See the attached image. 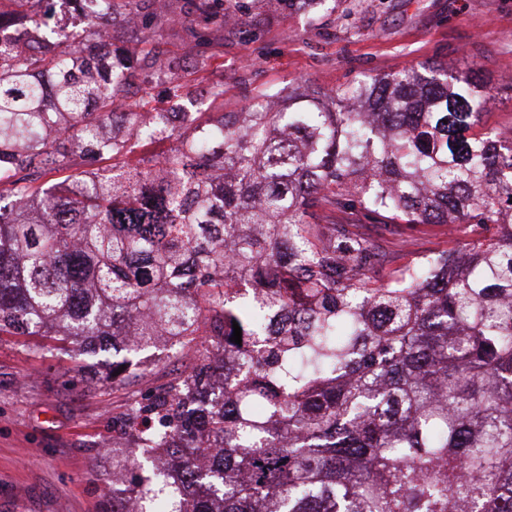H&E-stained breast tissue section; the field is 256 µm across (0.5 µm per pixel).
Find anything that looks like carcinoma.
I'll list each match as a JSON object with an SVG mask.
<instances>
[{"instance_id":"carcinoma-1","label":"carcinoma","mask_w":512,"mask_h":512,"mask_svg":"<svg viewBox=\"0 0 512 512\" xmlns=\"http://www.w3.org/2000/svg\"><path fill=\"white\" fill-rule=\"evenodd\" d=\"M36 2L0 0V26ZM114 7L65 50L36 21L25 58L0 49V335L110 352L129 383L156 337L201 345L115 420L133 482L112 512H512V136L480 127L485 86L418 64L242 125L191 112L168 152L46 187L153 144L118 111L128 82L83 54ZM362 224L489 235L393 268ZM216 340L236 360L218 390ZM111 165L112 157L109 158V156H103L95 161L89 160L87 162L78 158L77 164L75 166L71 167L70 169L54 173L52 176L46 178L45 181L49 180V184H52L62 181L68 176H71L70 181L76 183L84 179L85 172L94 170L96 172L103 173V171L111 167Z\"/></svg>"}]
</instances>
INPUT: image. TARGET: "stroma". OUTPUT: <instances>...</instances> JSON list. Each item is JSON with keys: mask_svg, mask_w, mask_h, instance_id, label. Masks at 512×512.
Here are the masks:
<instances>
[{"mask_svg": "<svg viewBox=\"0 0 512 512\" xmlns=\"http://www.w3.org/2000/svg\"><path fill=\"white\" fill-rule=\"evenodd\" d=\"M346 11L285 8L281 0H224L205 38L191 21L194 0H178L177 24L147 31L112 27L107 53L124 57L132 111L171 95L180 81L186 111L238 112L264 92L270 111L368 76L392 75L425 62L478 78L492 95L483 126L512 130V0H347ZM157 58L146 66L144 55ZM178 65L169 75L168 62ZM224 86L223 103L210 88ZM397 265L418 264L457 244L444 224L382 233ZM193 347L174 354L157 343L141 354L130 384L111 380L106 355L74 357L40 336L0 335V512H112V451L126 440L115 417L136 398L186 377Z\"/></svg>", "mask_w": 512, "mask_h": 512, "instance_id": "stroma-1", "label": "stroma"}]
</instances>
